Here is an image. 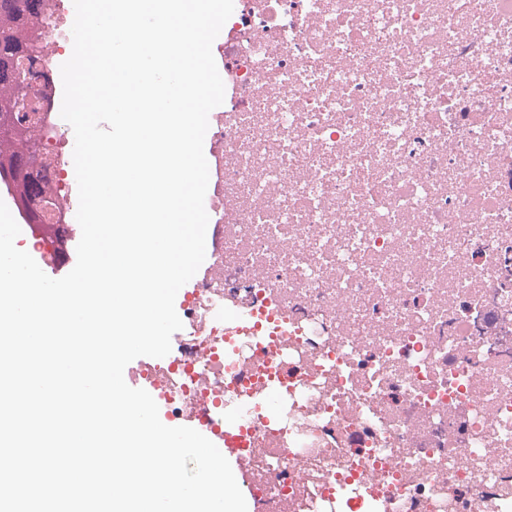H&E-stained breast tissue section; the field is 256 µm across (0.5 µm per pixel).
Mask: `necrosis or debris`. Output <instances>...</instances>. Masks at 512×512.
Instances as JSON below:
<instances>
[{"instance_id": "necrosis-or-debris-1", "label": "necrosis or debris", "mask_w": 512, "mask_h": 512, "mask_svg": "<svg viewBox=\"0 0 512 512\" xmlns=\"http://www.w3.org/2000/svg\"><path fill=\"white\" fill-rule=\"evenodd\" d=\"M225 27L223 244L134 378L232 415L258 512H512V0H234Z\"/></svg>"}]
</instances>
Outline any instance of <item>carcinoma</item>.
<instances>
[{
	"instance_id": "1",
	"label": "carcinoma",
	"mask_w": 512,
	"mask_h": 512,
	"mask_svg": "<svg viewBox=\"0 0 512 512\" xmlns=\"http://www.w3.org/2000/svg\"><path fill=\"white\" fill-rule=\"evenodd\" d=\"M47 0H0V124L10 133L0 137V182L13 185L20 193L24 207L42 200L46 177L38 169L39 148L53 134L38 127L37 121L20 114L21 100L37 99L33 80L39 74L26 68L37 60L38 36L43 26L21 34L30 19L46 17Z\"/></svg>"
}]
</instances>
